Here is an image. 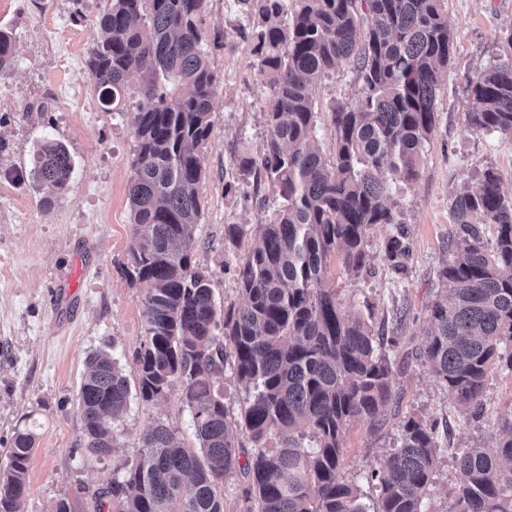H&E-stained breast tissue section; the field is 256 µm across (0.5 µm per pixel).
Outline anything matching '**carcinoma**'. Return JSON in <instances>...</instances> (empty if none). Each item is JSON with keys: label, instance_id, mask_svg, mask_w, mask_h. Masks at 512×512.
Wrapping results in <instances>:
<instances>
[{"label": "carcinoma", "instance_id": "carcinoma-1", "mask_svg": "<svg viewBox=\"0 0 512 512\" xmlns=\"http://www.w3.org/2000/svg\"><path fill=\"white\" fill-rule=\"evenodd\" d=\"M205 2L106 0L87 59L105 110L138 97L128 184L135 244L123 268L141 289L143 336L133 388L108 352L88 360L78 391L85 445L97 459L109 455L131 400L152 404L176 384L199 442L194 450L176 430L152 426L139 456L98 494L96 512H224V485L239 472L247 512H367L343 475L341 439L355 420L385 425L395 373L384 337L347 309L326 274L338 257L358 276L370 229L398 223L390 182L416 178L453 56L446 0H240L257 21L243 36L271 99L265 150L241 157L239 172L268 182L282 203L249 232L234 266L239 302L222 308L187 250L203 211L199 152L217 83L201 49ZM13 59L12 34L0 30V70ZM343 60L359 96L331 109L326 150L315 87ZM470 93L467 127L512 136V62L485 69ZM72 171L62 145L41 147L34 172L48 196L68 190ZM452 212L455 256L438 272L419 358L478 422L488 371L512 370V196L487 169L476 189L456 194ZM483 224L496 226L491 250ZM404 239L398 231L387 258L408 256ZM227 370L246 392L234 418L218 386ZM438 437L435 420L402 422L398 445L365 475L379 491L375 512H430ZM35 444L33 430L17 429L0 467V512H22ZM453 462L461 481L452 512H512V415L489 444L455 449Z\"/></svg>", "mask_w": 512, "mask_h": 512}]
</instances>
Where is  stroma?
<instances>
[{
  "mask_svg": "<svg viewBox=\"0 0 512 512\" xmlns=\"http://www.w3.org/2000/svg\"><path fill=\"white\" fill-rule=\"evenodd\" d=\"M104 6L105 0H0V29L12 33L15 45L11 67L0 71V465L19 426L34 424L25 512H54L63 499L72 512H95L96 493L111 485L117 465L139 454L143 434L155 423L176 429L188 447L198 445L176 386L158 403L131 401L108 456L92 461L84 452L77 390L87 358L105 350L130 369L143 336L141 291L123 274L134 239L127 196L136 145L133 111L103 110L86 65ZM447 17L455 53L437 96L435 129L417 177L391 184L401 223L371 229L365 243L369 272L354 279L335 261L328 275L341 299L376 333L403 339L393 417L380 429L352 423L341 441L344 475L360 485L363 502L375 505L378 491L363 478L369 462L396 446L404 418L438 419L431 512L461 481L454 449L487 442L497 422L512 414V372L490 369L484 419L471 424L415 358L424 308L438 287L439 267L450 258L456 189L476 185L480 173L491 169L512 194V136L466 127L474 106L470 84L486 67L512 61L500 44L512 26V0H447ZM204 24L203 49L219 84L213 130L200 154L205 210L188 250L211 272L221 304L238 296L231 262L247 250L246 243H226L225 227L250 229L268 221L280 201L269 186L235 167L239 155H261L267 138L271 90L252 66L251 42L240 36L251 21L239 0H207ZM357 97L356 75L346 62L316 89L323 113ZM48 140L64 145L73 161L68 191L50 199L32 173ZM401 228L412 257L398 273L385 261L384 248ZM400 310L407 313L401 322L394 317Z\"/></svg>",
  "mask_w": 512,
  "mask_h": 512,
  "instance_id": "35a3bbf8",
  "label": "stroma"
}]
</instances>
